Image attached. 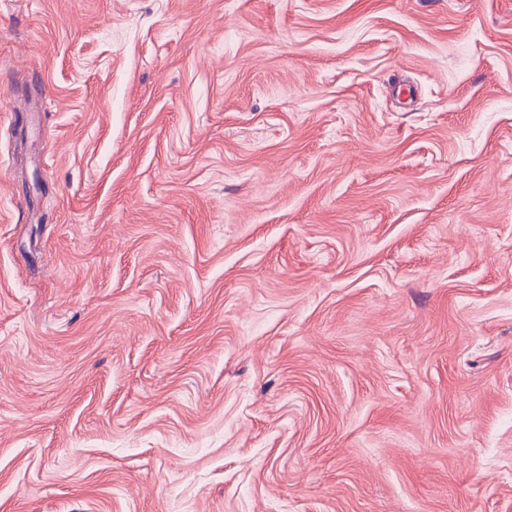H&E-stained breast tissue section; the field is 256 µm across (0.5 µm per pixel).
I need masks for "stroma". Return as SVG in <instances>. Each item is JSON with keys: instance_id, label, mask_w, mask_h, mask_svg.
Instances as JSON below:
<instances>
[{"instance_id": "obj_1", "label": "stroma", "mask_w": 512, "mask_h": 512, "mask_svg": "<svg viewBox=\"0 0 512 512\" xmlns=\"http://www.w3.org/2000/svg\"><path fill=\"white\" fill-rule=\"evenodd\" d=\"M0 512H512V0H0Z\"/></svg>"}]
</instances>
